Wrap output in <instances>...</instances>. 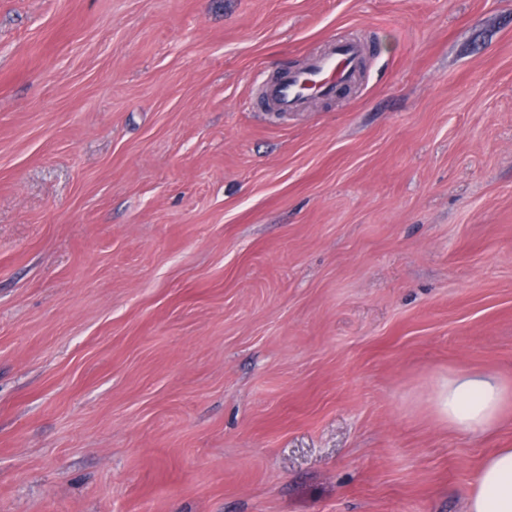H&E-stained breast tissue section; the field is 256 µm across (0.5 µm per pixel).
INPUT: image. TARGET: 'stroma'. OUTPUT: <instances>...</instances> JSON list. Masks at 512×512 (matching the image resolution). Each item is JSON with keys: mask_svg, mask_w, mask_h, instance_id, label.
<instances>
[{"mask_svg": "<svg viewBox=\"0 0 512 512\" xmlns=\"http://www.w3.org/2000/svg\"><path fill=\"white\" fill-rule=\"evenodd\" d=\"M459 371L512 386V0H0V512H464ZM366 53L361 41H330L312 52L302 68L284 67L265 81L260 102L266 110L288 113L306 110L313 99L332 100L360 82Z\"/></svg>", "mask_w": 512, "mask_h": 512, "instance_id": "1", "label": "stroma"}]
</instances>
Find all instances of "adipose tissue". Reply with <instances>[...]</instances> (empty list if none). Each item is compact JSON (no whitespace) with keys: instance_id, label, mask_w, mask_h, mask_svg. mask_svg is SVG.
Returning <instances> with one entry per match:
<instances>
[{"instance_id":"ef3b65f1","label":"adipose tissue","mask_w":512,"mask_h":512,"mask_svg":"<svg viewBox=\"0 0 512 512\" xmlns=\"http://www.w3.org/2000/svg\"><path fill=\"white\" fill-rule=\"evenodd\" d=\"M437 416L462 434L493 428L512 402V388L497 377L459 372L442 379L433 394ZM466 512H512V448H500L482 462L465 494Z\"/></svg>"}]
</instances>
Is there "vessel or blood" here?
I'll use <instances>...</instances> for the list:
<instances>
[{
    "mask_svg": "<svg viewBox=\"0 0 512 512\" xmlns=\"http://www.w3.org/2000/svg\"><path fill=\"white\" fill-rule=\"evenodd\" d=\"M366 46L355 39L328 42L312 52L302 68H282L260 88V102L269 111L299 112L311 100H331L356 86L362 77Z\"/></svg>",
    "mask_w": 512,
    "mask_h": 512,
    "instance_id": "b4317fda",
    "label": "vessel or blood"
}]
</instances>
